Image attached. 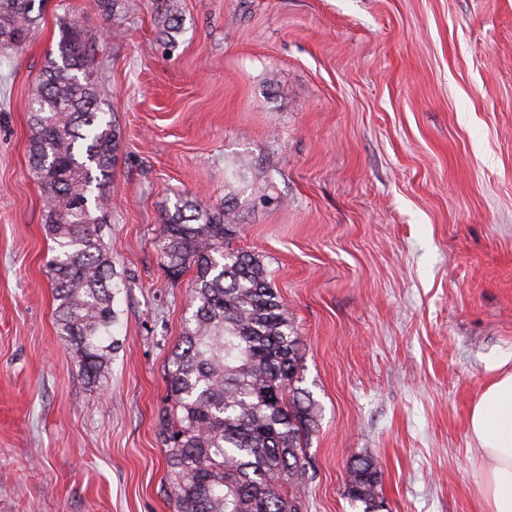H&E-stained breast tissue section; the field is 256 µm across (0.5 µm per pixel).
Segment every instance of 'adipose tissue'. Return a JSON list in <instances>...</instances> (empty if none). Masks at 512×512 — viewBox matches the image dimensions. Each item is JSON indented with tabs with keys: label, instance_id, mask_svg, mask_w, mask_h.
<instances>
[{
	"label": "adipose tissue",
	"instance_id": "adipose-tissue-1",
	"mask_svg": "<svg viewBox=\"0 0 512 512\" xmlns=\"http://www.w3.org/2000/svg\"><path fill=\"white\" fill-rule=\"evenodd\" d=\"M469 429L485 462L482 497L486 512H512V371L500 372L481 393Z\"/></svg>",
	"mask_w": 512,
	"mask_h": 512
}]
</instances>
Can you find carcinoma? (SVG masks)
I'll use <instances>...</instances> for the list:
<instances>
[{"label":"carcinoma","instance_id":"cac0c4a2","mask_svg":"<svg viewBox=\"0 0 512 512\" xmlns=\"http://www.w3.org/2000/svg\"><path fill=\"white\" fill-rule=\"evenodd\" d=\"M35 0H0V53L17 50L40 20ZM106 16L133 0H94ZM29 106L33 171L45 194L52 241L48 274L55 323L74 364L96 381L112 354L114 272L101 234L110 223L112 168L121 138L94 74L95 48L72 24L60 28ZM234 205L188 199L165 213L168 272L195 271V310L168 364L173 405L160 418L176 512H302L306 448L316 422L295 386L300 338L263 260L231 252ZM380 470L370 456L347 469V495L375 507Z\"/></svg>","mask_w":512,"mask_h":512}]
</instances>
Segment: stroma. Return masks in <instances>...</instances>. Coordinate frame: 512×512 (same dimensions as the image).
<instances>
[{
  "instance_id": "obj_1",
  "label": "stroma",
  "mask_w": 512,
  "mask_h": 512,
  "mask_svg": "<svg viewBox=\"0 0 512 512\" xmlns=\"http://www.w3.org/2000/svg\"><path fill=\"white\" fill-rule=\"evenodd\" d=\"M43 0L0 57V512H174L157 438L194 273L177 199H232L317 410L303 512H484L473 404L512 370V0ZM96 46L121 128L104 240L120 288L96 382L57 333L29 112L62 24ZM380 470L371 456L359 458L347 469L345 481L347 495L354 501L365 504V512L374 511Z\"/></svg>"
}]
</instances>
